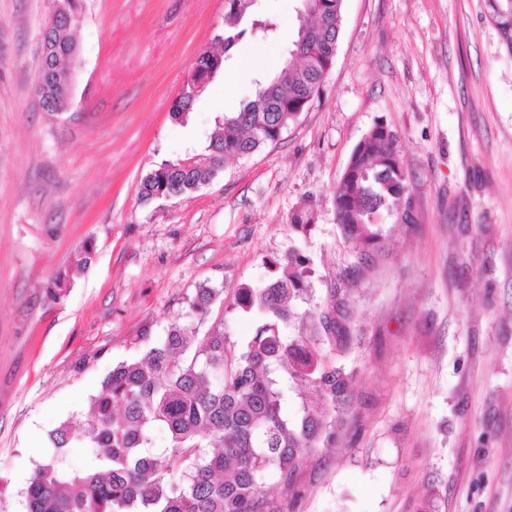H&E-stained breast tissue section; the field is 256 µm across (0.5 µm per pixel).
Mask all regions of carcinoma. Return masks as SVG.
Segmentation results:
<instances>
[{"label":"carcinoma","mask_w":512,"mask_h":512,"mask_svg":"<svg viewBox=\"0 0 512 512\" xmlns=\"http://www.w3.org/2000/svg\"><path fill=\"white\" fill-rule=\"evenodd\" d=\"M343 2L316 0L309 26L318 31L305 33L313 36L308 51L292 68L258 83L239 111L224 114L203 150L148 172L139 200L149 204L207 185L221 170L218 150L224 161H236L278 141L298 107L308 109L322 90ZM252 7L253 0H225L224 34L218 36L224 50L245 33L239 26ZM486 9L512 54V0H486ZM76 25L62 23L47 35L38 73L66 62ZM199 98L180 94L171 117L184 121ZM398 156L396 134L377 125L355 146L336 187L337 223L360 260L381 251L382 218L407 195L410 177ZM270 265L271 279L240 288L232 302L256 317L242 345L230 342L222 319L201 336L172 323L141 357L112 369L92 398L81 434L68 420L49 432L51 452L35 465L25 489L27 512H280L266 495V479L292 490L305 456L334 441L336 417L348 406L353 374L336 355L349 349L352 315L334 304L294 311L290 301L309 292L303 259L289 254ZM220 295L207 286L197 290L191 308L199 323L209 322ZM290 380L308 384L315 400L288 410ZM158 429L166 434L164 445L155 440ZM77 441L89 449L80 466L70 453Z\"/></svg>","instance_id":"carcinoma-1"}]
</instances>
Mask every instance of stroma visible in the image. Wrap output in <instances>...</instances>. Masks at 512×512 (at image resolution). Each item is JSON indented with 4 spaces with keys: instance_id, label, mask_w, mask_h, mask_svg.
I'll use <instances>...</instances> for the list:
<instances>
[{
    "instance_id": "35a3bbf8",
    "label": "stroma",
    "mask_w": 512,
    "mask_h": 512,
    "mask_svg": "<svg viewBox=\"0 0 512 512\" xmlns=\"http://www.w3.org/2000/svg\"><path fill=\"white\" fill-rule=\"evenodd\" d=\"M224 5L80 0L73 107L52 114L35 93L51 2L0 0V512H26L49 430L81 426L113 367L194 321L200 286L221 290L212 315L232 341L251 336L229 303L291 252L310 283L298 311L336 290L353 312L352 404L335 445L306 456L293 490L267 480L268 497L283 512H512V55L485 0H344L334 66L280 141L141 203L147 172L202 150L288 57L302 0H257L275 30H246L172 120ZM378 124L411 174V221L385 217L384 250L361 263L333 192ZM208 73L206 76H198L195 71L192 69L190 75L187 77L188 82L190 83L192 89L195 92H200L197 95L189 96L187 94H183V90L180 92V97L174 102L173 106L170 109L171 117L177 122H184L187 117V114L191 111L193 104L201 97L204 91L207 88L208 81ZM206 86V87H205ZM205 87V88H204ZM204 88V89H203ZM187 111V112H183Z\"/></svg>"
}]
</instances>
